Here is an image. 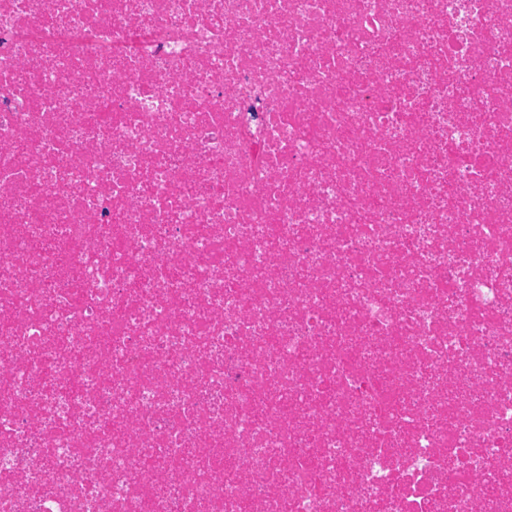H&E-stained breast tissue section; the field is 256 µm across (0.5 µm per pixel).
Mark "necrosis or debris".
I'll list each match as a JSON object with an SVG mask.
<instances>
[{
  "instance_id": "obj_1",
  "label": "necrosis or debris",
  "mask_w": 512,
  "mask_h": 512,
  "mask_svg": "<svg viewBox=\"0 0 512 512\" xmlns=\"http://www.w3.org/2000/svg\"><path fill=\"white\" fill-rule=\"evenodd\" d=\"M0 512H512V0H0Z\"/></svg>"
}]
</instances>
